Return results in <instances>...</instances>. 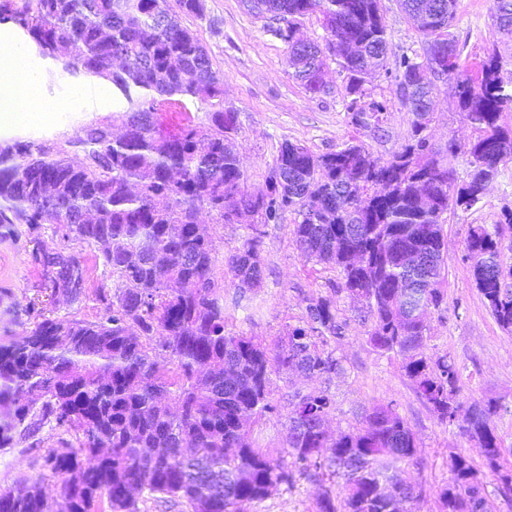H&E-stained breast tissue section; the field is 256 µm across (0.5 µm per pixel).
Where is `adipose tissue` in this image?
Masks as SVG:
<instances>
[{"mask_svg": "<svg viewBox=\"0 0 512 512\" xmlns=\"http://www.w3.org/2000/svg\"><path fill=\"white\" fill-rule=\"evenodd\" d=\"M30 50L0 30V127L23 128L58 111L42 90V75L29 62Z\"/></svg>", "mask_w": 512, "mask_h": 512, "instance_id": "ef3b65f1", "label": "adipose tissue"}]
</instances>
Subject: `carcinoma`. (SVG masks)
Instances as JSON below:
<instances>
[{
	"label": "carcinoma",
	"mask_w": 512,
	"mask_h": 512,
	"mask_svg": "<svg viewBox=\"0 0 512 512\" xmlns=\"http://www.w3.org/2000/svg\"><path fill=\"white\" fill-rule=\"evenodd\" d=\"M0 0V25L12 24L34 42L44 60L67 56L71 77L109 83L122 108L84 123L71 139L0 142V227L24 224L31 262L56 268L71 301L86 293V272L71 251L74 241L100 246L112 290L97 289L104 312L95 321L51 317L30 308L33 327L21 340L0 344V401L12 406L0 423V440L24 438L42 428L74 437L65 452L52 449L51 464L66 512H93L107 500L111 512H139L135 492L187 512H240L296 477L321 483L315 512H411L379 487L390 467L418 459L417 437L390 405L365 412L363 425L332 437L321 423L335 410L325 390L295 394L287 436L278 456L249 439L253 425L274 410L272 375L299 371L331 377L341 361L324 349L343 335L336 302L320 297L307 306L304 324L288 341L270 347L256 336L228 332L224 283L213 273L208 237L195 234L207 212L216 223L252 215L276 223L286 210L298 215L294 240L307 261L343 274L342 290L361 302L371 323L369 341L400 356L416 393L442 422L478 443L497 475V490L512 496V448L495 435L496 402L457 398L460 369L448 355L425 353L427 318L445 304L442 216L468 209L477 179L497 177L512 158V127L501 124L512 89L491 54L474 69L460 65L461 50L449 29L456 0H398L425 36L423 55L402 54L387 63L386 25L380 0H242L252 15H268V31L288 45L294 78L311 94L327 95L323 48L297 37L309 13L323 17L334 61L348 78L346 111L354 124L384 131L388 104L365 88L384 72L414 115L412 135L388 161L364 146L347 144L315 154L302 144L282 145L266 188L250 192L237 155L226 144L237 114L224 109V76L179 13L200 15L204 0ZM497 32L512 36V0H493ZM442 44L447 79L453 81L463 119L480 131L473 142H448V155L467 156L475 179L457 182L427 137L419 104L435 92L428 55ZM180 109L185 126L164 134L162 105ZM205 109L207 129L193 124L190 106ZM425 191L430 210L416 205ZM52 225L57 247L41 245ZM261 239H246L225 264L238 285L263 280ZM427 259L419 268L404 255ZM499 230L469 229L465 257L476 288L497 324L512 332V266L500 259ZM404 280L424 293L425 314L406 318L397 294ZM165 353L170 367L159 366ZM452 477L437 490L443 512H478L487 497L473 461L449 456ZM342 494L335 497L334 486ZM0 512H53L38 484L0 489Z\"/></svg>",
	"instance_id": "obj_1"
}]
</instances>
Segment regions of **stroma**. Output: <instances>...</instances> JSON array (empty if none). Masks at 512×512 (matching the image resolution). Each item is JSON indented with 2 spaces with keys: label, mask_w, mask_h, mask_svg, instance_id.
Here are the masks:
<instances>
[{
  "label": "stroma",
  "mask_w": 512,
  "mask_h": 512,
  "mask_svg": "<svg viewBox=\"0 0 512 512\" xmlns=\"http://www.w3.org/2000/svg\"><path fill=\"white\" fill-rule=\"evenodd\" d=\"M385 19L388 57L422 52L425 38L402 13L398 0H381ZM181 24L207 49L214 69L224 76V106L238 115V130L230 145L245 172L248 189L264 187L284 142L300 143L313 153L335 151L348 143L364 144L373 158L387 160L410 138L414 116L401 102L394 85L385 75H373L367 87L373 98L388 104L383 135L352 123L344 108L347 76L335 61H328L330 94L314 95L296 81L289 65L288 46L267 30L266 19L249 14L241 0H205L199 15H184ZM461 49L460 64L471 68L487 54L501 63L504 83L512 84V39L499 35L494 27L490 0H456V17L450 29ZM77 79L65 84L46 85L51 99L62 101L63 109L52 113L47 123L25 129V137L58 142L71 138L85 121L113 112L111 98L89 106L75 93ZM432 117L426 135L433 146L446 150L449 140L467 144L478 130L462 117L452 82L437 83L431 105ZM512 210V160L500 167L496 180L471 209L449 208L442 219L444 267L448 299L442 310L428 318L427 355H448L461 372L459 399L496 400L499 411L493 422L505 444L512 445V333L499 327L486 309L465 260V240L470 226L499 227L502 260L512 264V226L503 221ZM297 216L286 212L279 223L207 224L213 244L216 278L227 275L224 259L245 239L259 236L264 279L249 290L226 285L224 317L229 331L257 336L269 344L287 340L289 331L302 325L312 300L335 296L338 317L346 324L342 338L328 340L342 370L330 381L295 374L274 376L270 399L274 412L254 426L251 437L260 446L278 448L286 435L288 397L300 392L328 390L336 410L327 429L337 435L362 424L364 410L377 404L392 406L415 432L423 451L422 466L403 465L398 478L423 484L425 492L412 512H440L434 491L451 478L448 455L461 450L483 464L482 450L462 435L455 425L440 422L418 398L405 377L399 358L376 350L369 342L370 326L360 320L358 304L341 292L343 278L338 269L305 261L294 242ZM32 245L25 225L0 228V343L20 340L31 327L29 303L54 310L57 316L86 321L98 319L103 307L95 291L111 288L103 270L98 246L76 242L73 252L84 262L91 293L70 303L54 300L46 279L31 263ZM59 435L42 429L33 439L14 436L0 447V488L23 483H40L54 506H61L59 484L46 463L49 449L58 447ZM319 493L315 481L300 480L293 488H279L260 503L242 505L241 512H312Z\"/></svg>",
  "instance_id": "35a3bbf8"
}]
</instances>
